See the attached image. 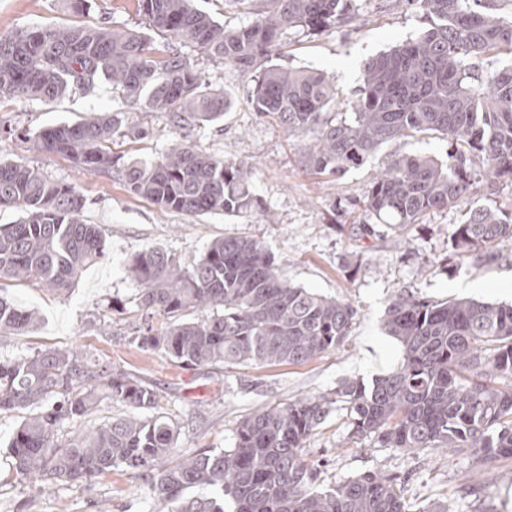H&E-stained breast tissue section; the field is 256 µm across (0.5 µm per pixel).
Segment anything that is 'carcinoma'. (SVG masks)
<instances>
[{
    "mask_svg": "<svg viewBox=\"0 0 512 512\" xmlns=\"http://www.w3.org/2000/svg\"><path fill=\"white\" fill-rule=\"evenodd\" d=\"M149 27L188 41L212 57L255 72V111L307 140L302 159L316 174H343L381 145L419 132L447 138L448 160L397 156L364 199L379 224H420L456 206L478 182L495 194L512 187V68L482 75L477 62L512 52V22L495 0H420L429 28L366 62L350 117L330 113L336 84L325 74L266 64L289 31L330 30L351 19L348 0H266L253 22L236 30L192 0H137ZM112 80L127 101L188 129L219 123L231 107L224 89L202 78L180 52L152 56L138 28L40 26L0 36V99L52 101L75 88L92 93ZM149 130L109 113L42 129V151L83 168L110 173L116 137L140 140ZM481 158L479 170L473 157ZM134 194L165 211L242 213L262 208L251 168L192 144L156 159L121 165ZM25 217L0 226V280L30 279L67 290L88 265L105 257L104 238L83 219L85 200L72 186L38 169L0 161V207ZM512 241V208L475 209L459 225V260L490 259ZM140 327L132 341L185 366L303 364L339 348L356 309L288 281L258 240L211 241L190 267L160 247L135 255ZM203 318L188 321V312ZM161 317V326L153 319ZM33 314L0 295V334L19 335ZM384 328L402 347L391 373L365 384L345 380L336 401L349 413L354 439L372 436L402 451L477 450L512 457V305L450 299L435 303L400 293L389 301ZM105 399L148 411L112 418L66 442L59 433L93 415ZM333 400L302 397L259 409L242 421L233 447L172 460L179 436L155 412L153 389L127 372L62 348L0 359V412L24 410L10 448L13 467L52 486L91 487L115 467L148 478L161 512H409L394 481L365 473L328 490L303 457L307 438L325 422ZM198 491L195 496L187 491Z\"/></svg>",
    "mask_w": 512,
    "mask_h": 512,
    "instance_id": "cac0c4a2",
    "label": "carcinoma"
}]
</instances>
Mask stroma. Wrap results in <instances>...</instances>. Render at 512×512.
I'll return each instance as SVG.
<instances>
[{
    "instance_id": "35a3bbf8",
    "label": "stroma",
    "mask_w": 512,
    "mask_h": 512,
    "mask_svg": "<svg viewBox=\"0 0 512 512\" xmlns=\"http://www.w3.org/2000/svg\"><path fill=\"white\" fill-rule=\"evenodd\" d=\"M75 13L68 0H0V36L49 25L141 27L137 0H90ZM197 9L234 30L252 22L260 0H194ZM351 23L318 34L293 30L273 58L292 69H315L336 80V109L349 111L361 85L364 64L392 46L416 38L428 26L411 0H350ZM152 54L180 51L232 100L223 122L188 130L169 125L164 113L127 102L119 89L102 84L93 94L70 93L49 103L0 100V158L38 167L71 185L86 201V223L99 225L106 256L88 266L62 294L27 280L7 282L5 297L39 317L25 335H0V359L48 347L74 346L99 362L134 375L157 392L163 412L180 428L174 453L232 447L240 422L266 405L298 397L334 398L346 380L372 379L399 365V343L383 329L386 307L397 293L439 302L451 298L512 303V241L495 248L488 262L451 261L452 242L467 210L501 205L512 193L492 196L474 187L456 208L432 213L407 226L367 224L361 204L373 181L396 155L447 160L450 144L421 133L379 147L364 163L339 178L312 175L301 162L302 143L272 117L255 112L247 98L253 74L208 57L202 50L156 29L148 33ZM110 112L128 125L150 128L144 140L115 138L120 158H157L179 142L252 166L264 207L248 213L189 214L163 211L134 195L115 173L90 172L63 154L36 150L39 130L76 124ZM225 235L254 238L272 253L289 280L317 293L347 298L357 317L343 346L301 365L215 364L189 367L138 348L130 340L140 312L137 284L128 260L153 247L189 266L207 244ZM23 412L0 413V512H144L149 489L142 477L116 468L90 488L64 487L48 493L17 475L9 440ZM307 463L317 465L318 484L377 472L395 478L413 512L443 503L448 512H512V458L493 462L464 451L450 456L437 448L403 452L374 439L353 440L346 412L332 409L305 442Z\"/></svg>"
}]
</instances>
